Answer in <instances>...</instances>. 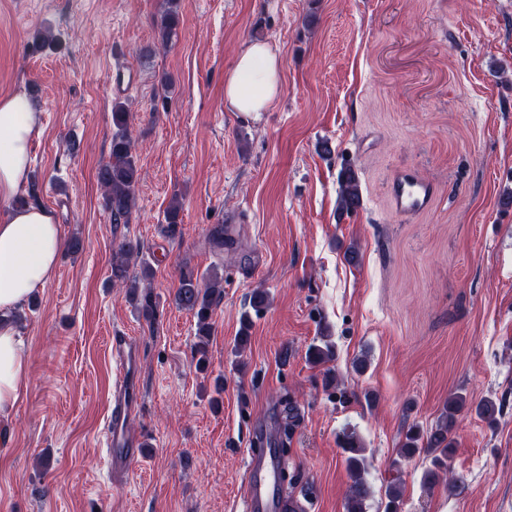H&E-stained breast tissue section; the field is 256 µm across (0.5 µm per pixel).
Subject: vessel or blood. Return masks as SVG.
I'll return each mask as SVG.
<instances>
[{"mask_svg":"<svg viewBox=\"0 0 512 512\" xmlns=\"http://www.w3.org/2000/svg\"><path fill=\"white\" fill-rule=\"evenodd\" d=\"M388 196L392 209L407 216L429 210L438 196V188L414 172L401 171L390 181ZM138 404L133 377L125 375L112 392L107 417L104 447L113 470H124L142 452L140 442L127 433L128 420ZM261 444V451L247 461L242 512H306L303 499L287 501L283 498L284 460L276 435L267 434Z\"/></svg>","mask_w":512,"mask_h":512,"instance_id":"obj_1","label":"vessel or blood"}]
</instances>
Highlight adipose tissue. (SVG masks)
I'll return each mask as SVG.
<instances>
[{
  "instance_id": "ef3b65f1",
  "label": "adipose tissue",
  "mask_w": 512,
  "mask_h": 512,
  "mask_svg": "<svg viewBox=\"0 0 512 512\" xmlns=\"http://www.w3.org/2000/svg\"><path fill=\"white\" fill-rule=\"evenodd\" d=\"M282 62L267 43L252 42L224 78V100L233 111H267L281 90ZM39 114L24 93L0 97V419L13 413L28 381L24 338L10 320L14 311L52 280L65 236L44 207L13 206L27 181L30 141Z\"/></svg>"
}]
</instances>
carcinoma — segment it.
<instances>
[{
	"mask_svg": "<svg viewBox=\"0 0 512 512\" xmlns=\"http://www.w3.org/2000/svg\"><path fill=\"white\" fill-rule=\"evenodd\" d=\"M179 22L177 0H168L167 8L157 24L158 38L167 43L175 35ZM112 147L109 159L98 170V182L104 191L106 209L110 212L112 223L126 224L136 204V186L139 180L138 166L134 154L129 127V108L127 103L118 101L112 105ZM338 206L340 212L356 210L361 203V186L358 175L351 167H344L338 175ZM132 246L119 243L112 256V285L129 289L131 299H139L145 313L153 312V301L149 293L138 294L139 280L130 275ZM224 294V277L216 273L204 282H199L191 272L181 275L180 285L175 298L179 307L191 312L196 318L198 342L195 353L198 363H203L208 339L211 334V315L214 305ZM309 359L315 364L326 363L333 357V345L329 340L323 344H314L308 351ZM473 409L476 415L488 425L497 423L502 413V405L491 398L471 403L461 393L448 397V402L435 423L428 428L417 424L408 428L401 450L406 456L421 451L431 456V465L424 470L423 482L436 484L448 477V494L453 495L460 488L458 479L450 476L448 458L453 452L449 434L453 428L455 416L465 409ZM341 445L346 454L345 460L351 478L347 495V512H365V501L370 497V485L365 477L367 458L365 448L353 432H345Z\"/></svg>",
	"mask_w": 512,
	"mask_h": 512,
	"instance_id": "cac0c4a2",
	"label": "carcinoma"
}]
</instances>
